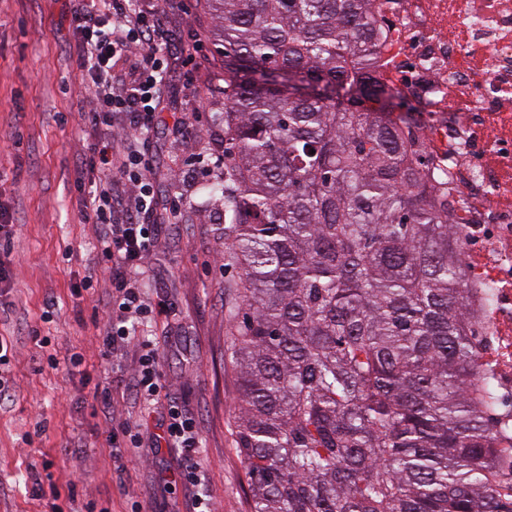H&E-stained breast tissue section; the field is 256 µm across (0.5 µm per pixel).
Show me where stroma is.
<instances>
[{
	"mask_svg": "<svg viewBox=\"0 0 512 512\" xmlns=\"http://www.w3.org/2000/svg\"><path fill=\"white\" fill-rule=\"evenodd\" d=\"M161 10L171 48L200 40L208 58L198 94L168 56L162 112L150 134L159 203L181 194L176 224L163 233L143 276L154 313L147 327L160 355L166 395L147 402L130 389L135 352L112 366L100 355L102 304L74 293L96 257L95 227L83 223L74 181L85 150L78 114L72 0H0V204L15 224L0 260V340L10 347L12 399L0 404V512H193L205 494L212 512H248L245 472L234 441L236 371L228 354L239 270L224 260V200L201 195L224 169L222 67L202 0H150ZM50 320H43L45 309ZM39 336H31V328ZM47 337L40 346L39 337ZM83 357L71 367L72 353ZM113 413L104 417L103 399ZM199 421L201 487L179 483L183 460L158 447L168 401ZM142 420L141 445L113 460L112 424Z\"/></svg>",
	"mask_w": 512,
	"mask_h": 512,
	"instance_id": "1",
	"label": "stroma"
}]
</instances>
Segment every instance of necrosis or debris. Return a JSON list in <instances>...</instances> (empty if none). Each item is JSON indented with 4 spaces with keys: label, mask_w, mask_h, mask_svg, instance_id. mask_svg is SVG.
<instances>
[{
    "label": "necrosis or debris",
    "mask_w": 512,
    "mask_h": 512,
    "mask_svg": "<svg viewBox=\"0 0 512 512\" xmlns=\"http://www.w3.org/2000/svg\"><path fill=\"white\" fill-rule=\"evenodd\" d=\"M375 16L369 72L413 103L411 151L463 243L479 352L511 357L512 0H375Z\"/></svg>",
    "instance_id": "4bbe7bcc"
}]
</instances>
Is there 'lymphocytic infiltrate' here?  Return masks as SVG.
<instances>
[{"mask_svg": "<svg viewBox=\"0 0 512 512\" xmlns=\"http://www.w3.org/2000/svg\"><path fill=\"white\" fill-rule=\"evenodd\" d=\"M140 0H78L72 39L78 52L81 83L91 94L82 105L90 133L74 186L85 223L97 225V264L112 286L104 317L102 354L114 358L129 348L140 352L133 375L136 395L147 401L164 390L159 355L152 343L136 340L138 325L151 321L139 274L153 255L159 226L151 174L153 158L142 152L161 103L167 68L162 54L168 34L158 10ZM140 61L130 79L112 73V61L131 49ZM125 119L124 133L112 134L113 115ZM159 437L181 452L183 484L198 485L200 432L196 419L177 402H169Z\"/></svg>", "mask_w": 512, "mask_h": 512, "instance_id": "lymphocytic-infiltrate-1", "label": "lymphocytic infiltrate"}]
</instances>
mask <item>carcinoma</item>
<instances>
[{
  "label": "carcinoma",
  "instance_id": "obj_1",
  "mask_svg": "<svg viewBox=\"0 0 512 512\" xmlns=\"http://www.w3.org/2000/svg\"><path fill=\"white\" fill-rule=\"evenodd\" d=\"M250 512H512L462 246L370 80L373 0H204Z\"/></svg>",
  "mask_w": 512,
  "mask_h": 512
}]
</instances>
